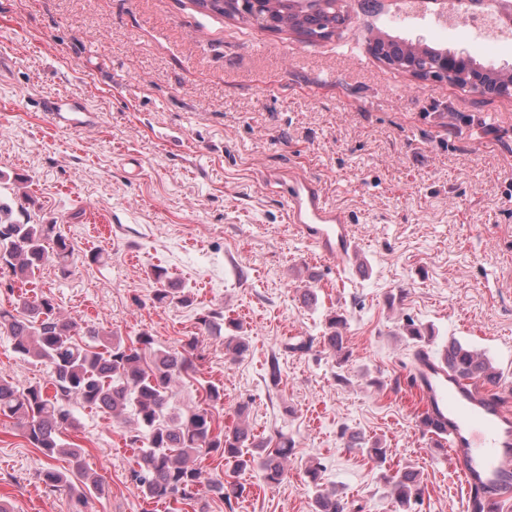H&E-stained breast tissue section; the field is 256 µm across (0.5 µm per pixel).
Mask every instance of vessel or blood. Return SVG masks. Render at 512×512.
<instances>
[{
  "mask_svg": "<svg viewBox=\"0 0 512 512\" xmlns=\"http://www.w3.org/2000/svg\"><path fill=\"white\" fill-rule=\"evenodd\" d=\"M45 110L53 121L70 126L93 119L83 105L52 101ZM286 194L293 228L323 257L345 264L355 248L345 214L328 203L309 177L290 176ZM407 381L423 401L429 438L447 443L451 450L448 462L468 492L464 512H483L474 497L477 489L512 490V410L495 389L459 379L443 357L428 350Z\"/></svg>",
  "mask_w": 512,
  "mask_h": 512,
  "instance_id": "1",
  "label": "vessel or blood"
}]
</instances>
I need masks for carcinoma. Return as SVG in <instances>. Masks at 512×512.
I'll return each instance as SVG.
<instances>
[{
    "label": "carcinoma",
    "mask_w": 512,
    "mask_h": 512,
    "mask_svg": "<svg viewBox=\"0 0 512 512\" xmlns=\"http://www.w3.org/2000/svg\"><path fill=\"white\" fill-rule=\"evenodd\" d=\"M226 0H194L198 6H208L222 17L247 21L252 15L249 0H236L232 10H224ZM305 19H296L289 29L308 38L321 36L336 29L342 9L311 3L302 9ZM375 56L381 61H401L405 58L406 42L397 36L376 38ZM468 67L493 86L500 74L476 60ZM32 201L23 197L18 209L0 204V282L9 291L16 285L31 283L48 261H53L61 275L70 273L74 247L56 224L21 221L14 212H28ZM154 301L161 305H184L191 296L183 288L172 285L158 288ZM207 331H218L224 315L209 312L199 317ZM343 320L328 319V332L323 345L336 354V363L347 361ZM407 339L412 344L410 356L417 359L419 349L429 345L433 336L425 335L411 322L406 325ZM0 334L11 337L13 350L22 359L46 365L50 371L49 385L39 383L26 387L0 380V418L14 424L32 447L52 460L64 456L70 463L65 471L48 467L43 482L53 490H64L77 503L91 495H101V477L85 463L84 451L63 438V432L74 426L72 403L105 409L116 415L131 413L135 434L130 442L147 440L140 449L137 467L130 479L149 499L169 505L170 512H180L202 495L198 461L219 452L224 460L234 464L233 472L258 465L266 484L276 486L285 475V464L292 442L284 437L275 443L256 441L248 427L240 425L231 431H215L212 409L224 404V387L207 383L204 405L185 412L172 410V399L179 383L199 372L197 339L191 337L179 349H162L154 336L142 332L125 339L95 324H80L62 317L49 296L29 297L21 293L13 297L11 308L0 306ZM451 364L463 379H481L495 386L499 370L483 354L457 340L448 344ZM347 447L358 448L375 463L387 460V448L378 439L371 440L360 433H351ZM255 448L257 453H244ZM399 506L398 512H411L420 499L422 481L418 471L404 467L384 476ZM314 512H346L345 503L333 492H317Z\"/></svg>",
    "instance_id": "obj_1"
}]
</instances>
